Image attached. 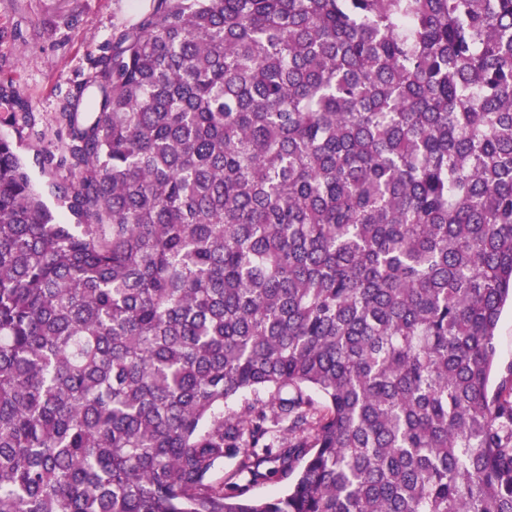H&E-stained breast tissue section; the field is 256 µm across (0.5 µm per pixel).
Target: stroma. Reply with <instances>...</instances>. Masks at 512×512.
Segmentation results:
<instances>
[{"label":"stroma","mask_w":512,"mask_h":512,"mask_svg":"<svg viewBox=\"0 0 512 512\" xmlns=\"http://www.w3.org/2000/svg\"><path fill=\"white\" fill-rule=\"evenodd\" d=\"M152 0H0V83L11 85L28 113L0 103L8 137L42 193L67 176L37 159L60 152L67 130L60 113L75 85L92 80L108 43L135 25Z\"/></svg>","instance_id":"1"}]
</instances>
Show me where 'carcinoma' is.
<instances>
[{"label": "carcinoma", "mask_w": 512, "mask_h": 512, "mask_svg": "<svg viewBox=\"0 0 512 512\" xmlns=\"http://www.w3.org/2000/svg\"><path fill=\"white\" fill-rule=\"evenodd\" d=\"M96 66L69 221L0 137V512H512V0H156ZM498 364L504 371L512 363V311L505 308L496 332Z\"/></svg>", "instance_id": "1"}]
</instances>
